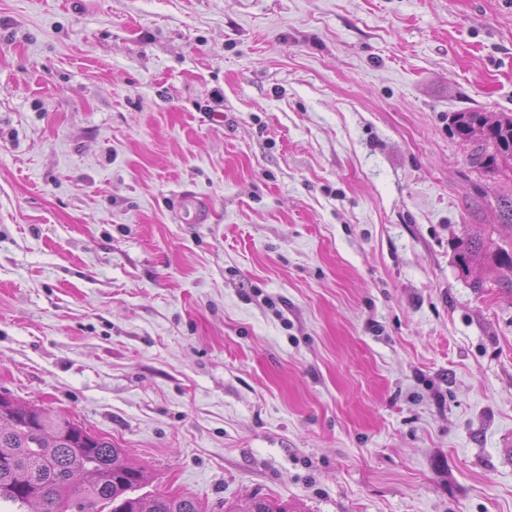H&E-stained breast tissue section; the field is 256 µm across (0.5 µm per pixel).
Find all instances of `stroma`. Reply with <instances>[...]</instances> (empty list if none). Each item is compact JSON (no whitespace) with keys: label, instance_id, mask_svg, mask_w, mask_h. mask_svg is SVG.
<instances>
[{"label":"stroma","instance_id":"obj_1","mask_svg":"<svg viewBox=\"0 0 512 512\" xmlns=\"http://www.w3.org/2000/svg\"><path fill=\"white\" fill-rule=\"evenodd\" d=\"M462 111L512 113V0H0V399L204 512H512ZM181 210L184 219L190 224H206L211 215L209 202L190 191L181 197Z\"/></svg>","mask_w":512,"mask_h":512}]
</instances>
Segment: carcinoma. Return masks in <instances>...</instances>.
<instances>
[{"label": "carcinoma", "mask_w": 512, "mask_h": 512, "mask_svg": "<svg viewBox=\"0 0 512 512\" xmlns=\"http://www.w3.org/2000/svg\"><path fill=\"white\" fill-rule=\"evenodd\" d=\"M452 125L459 138L475 141L471 163L497 169L512 160V113L457 112ZM457 264L478 290L493 282L512 293V244L467 238L457 246ZM144 472L125 465L112 440L94 435L60 415L36 406L0 400V503L22 512H64L70 501L80 512H200L190 497H132ZM225 512H287L268 500L229 506Z\"/></svg>", "instance_id": "carcinoma-1"}]
</instances>
